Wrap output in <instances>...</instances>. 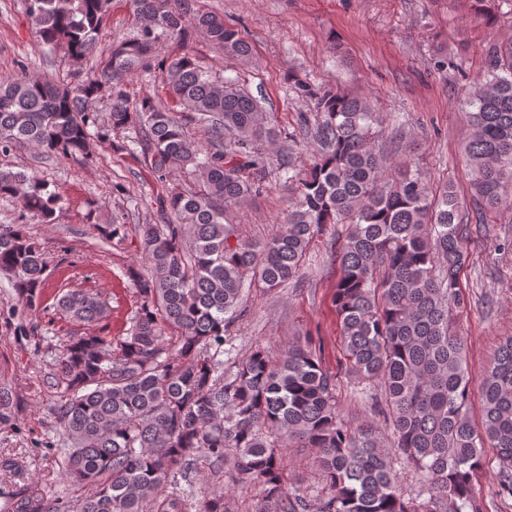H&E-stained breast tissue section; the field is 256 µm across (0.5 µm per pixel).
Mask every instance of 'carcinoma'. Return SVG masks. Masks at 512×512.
<instances>
[{"instance_id":"obj_1","label":"carcinoma","mask_w":512,"mask_h":512,"mask_svg":"<svg viewBox=\"0 0 512 512\" xmlns=\"http://www.w3.org/2000/svg\"><path fill=\"white\" fill-rule=\"evenodd\" d=\"M139 26L112 44L108 62L89 64L109 0H27L39 43L60 54L69 81L0 78V152L18 146L59 159L93 158L94 140L124 152L142 134L141 153L159 180L178 172L190 185L159 200L160 216L139 225L143 263L127 269L138 284V310L112 349V311L97 293L61 291L57 313L97 328L71 337L58 356L63 397L51 414L65 435L63 475L83 490L72 512H235L222 491L196 482L202 468L236 486L259 488L255 512H483L474 480L482 448L496 449V493L512 497V336L500 343L481 382V425L470 414L467 347L456 317L468 305L460 274L470 225L512 210V42L488 52L486 77L473 83L464 144L477 201L459 210L448 185L433 186L407 160L379 144L370 100L296 84L311 113L299 132L318 145L302 173L278 170L293 186L288 227L261 244L243 239L228 209L262 189L264 158L297 133H278L266 111L235 78L201 67L184 51L156 59V45L203 34L224 55L246 61L249 44L224 19L192 0H130ZM492 19L512 0H465ZM158 64L173 112L151 93L131 98L126 78ZM109 92L102 118L89 103ZM211 136L204 149L189 126ZM0 199L43 224L55 221L64 196L33 169H0ZM330 224L346 225L336 252L341 274L335 303L349 370L368 388L392 431L386 447L371 422L352 426L336 405V378L309 341L275 358L263 347L239 359L229 323L243 290H273L293 280L312 240ZM101 239L124 238V225L98 224ZM48 269L43 247L25 224L0 225V271L28 311L42 304ZM380 391L377 402L370 388ZM15 419L0 387V423ZM314 448L324 495L288 486L282 448ZM401 457L422 473L414 496L391 466ZM172 491H166V488ZM7 512H61L35 486L9 495Z\"/></svg>"}]
</instances>
